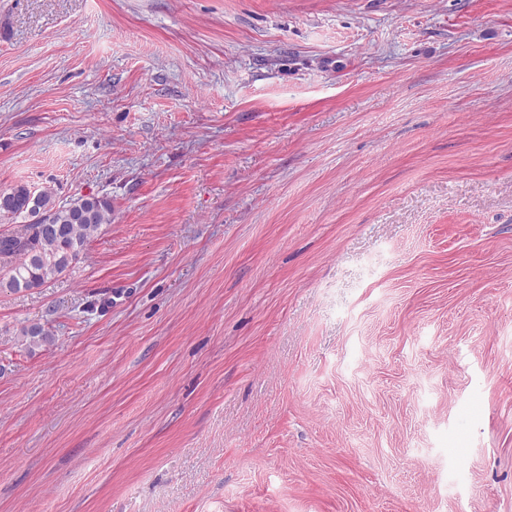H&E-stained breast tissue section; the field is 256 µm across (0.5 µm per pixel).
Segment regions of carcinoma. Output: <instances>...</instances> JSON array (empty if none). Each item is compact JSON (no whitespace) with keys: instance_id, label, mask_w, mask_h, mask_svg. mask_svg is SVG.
I'll return each instance as SVG.
<instances>
[{"instance_id":"1","label":"carcinoma","mask_w":512,"mask_h":512,"mask_svg":"<svg viewBox=\"0 0 512 512\" xmlns=\"http://www.w3.org/2000/svg\"><path fill=\"white\" fill-rule=\"evenodd\" d=\"M112 223V201L86 195L57 202L54 192L23 185L0 190V224H19L0 232V292L44 287L81 259L86 245L104 224ZM29 351L50 345L54 336L41 323L20 329Z\"/></svg>"}]
</instances>
